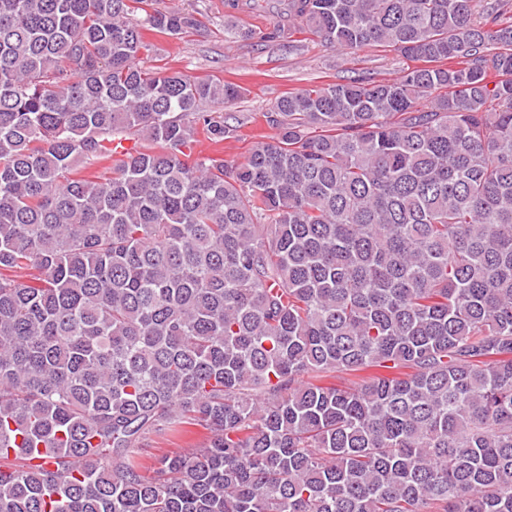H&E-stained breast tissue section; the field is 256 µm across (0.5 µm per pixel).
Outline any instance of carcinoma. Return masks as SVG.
Returning a JSON list of instances; mask_svg holds the SVG:
<instances>
[{
	"mask_svg": "<svg viewBox=\"0 0 512 512\" xmlns=\"http://www.w3.org/2000/svg\"><path fill=\"white\" fill-rule=\"evenodd\" d=\"M133 2L0 0V512H512V0H227L414 62L238 163ZM207 437L208 431L206 429L201 426H195L190 428V432L179 441L158 439L157 444H155L158 449L153 452L156 453L157 456L187 452L203 445Z\"/></svg>",
	"mask_w": 512,
	"mask_h": 512,
	"instance_id": "cac0c4a2",
	"label": "carcinoma"
}]
</instances>
